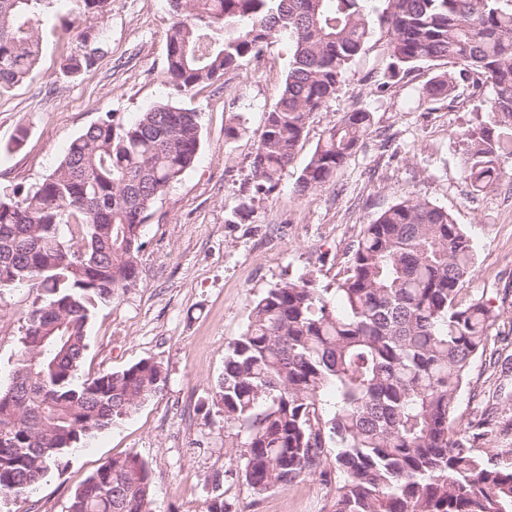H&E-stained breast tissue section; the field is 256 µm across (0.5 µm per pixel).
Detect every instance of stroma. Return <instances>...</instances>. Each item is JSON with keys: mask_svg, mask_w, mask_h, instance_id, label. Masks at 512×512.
Masks as SVG:
<instances>
[{"mask_svg": "<svg viewBox=\"0 0 512 512\" xmlns=\"http://www.w3.org/2000/svg\"><path fill=\"white\" fill-rule=\"evenodd\" d=\"M170 23L167 0H112L95 28L101 47L95 64L70 75L61 62L79 51L78 29L50 16L39 27L36 69L0 95L2 195L41 182L103 112L130 123L169 100L199 112L201 123L192 167L160 197L143 227L137 283L118 303L94 312L76 374L81 382L146 359L162 367V390L64 457L61 472L49 473L30 498L0 499V512H67L72 493L91 473L126 454L149 466L154 512H207L216 485L232 512H329L335 488L316 475L252 497L241 478V451L224 431L213 393L251 301L304 275L318 287H335L362 226L408 198L448 209L472 241L474 271L460 296L487 301L497 319L489 354L474 362L456 416L464 426L493 407L494 424L478 445L512 448V173L479 193L462 173L461 134L476 122L482 100L466 92L451 102L429 99L425 87L438 69L425 64L378 89L389 33L375 27L346 84L313 114L277 189L265 196L254 191L250 163L288 72L291 41L276 36L261 57L226 71L221 84L180 95L166 77ZM359 108L371 114L362 143L329 185L294 196L323 130ZM21 128L27 138L16 150L12 141ZM239 205L246 214L232 220ZM32 301L25 288L0 293L1 385Z\"/></svg>", "mask_w": 512, "mask_h": 512, "instance_id": "1", "label": "stroma"}]
</instances>
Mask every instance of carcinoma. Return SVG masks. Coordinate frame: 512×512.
Wrapping results in <instances>:
<instances>
[{
	"label": "carcinoma",
	"mask_w": 512,
	"mask_h": 512,
	"mask_svg": "<svg viewBox=\"0 0 512 512\" xmlns=\"http://www.w3.org/2000/svg\"><path fill=\"white\" fill-rule=\"evenodd\" d=\"M98 21L111 0H75ZM167 79L184 94L261 56L279 33L294 52L251 161L256 192L272 193L311 116L346 82L377 23L391 32L383 88L425 63L434 101L460 86L486 98L488 120L462 133L473 191L512 163V0H168ZM65 0H0V94L32 74L37 24ZM61 69L92 67L99 50ZM370 112L323 131L295 194L327 186L358 147ZM198 112L159 103L133 123L106 112L34 188L0 195V290L36 293L7 387L0 388V496L27 499L62 455L135 412L165 382L141 360L75 383L93 310L138 278L142 228L156 200L192 166ZM469 237L447 209L406 199L363 225L334 292L307 277L268 289L228 346L215 400L244 449L241 477L259 498L319 475L335 483L329 512H512V448L477 446L487 420L456 429L460 394L486 353L497 314L458 300L472 273ZM151 473L136 455L102 463L68 512H152Z\"/></svg>",
	"instance_id": "1"
}]
</instances>
